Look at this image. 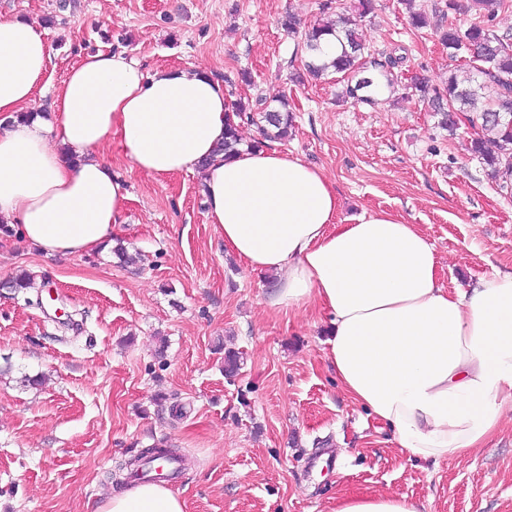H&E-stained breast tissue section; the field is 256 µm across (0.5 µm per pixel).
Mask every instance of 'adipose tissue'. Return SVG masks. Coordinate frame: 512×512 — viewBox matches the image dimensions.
I'll return each instance as SVG.
<instances>
[{
  "label": "adipose tissue",
  "mask_w": 512,
  "mask_h": 512,
  "mask_svg": "<svg viewBox=\"0 0 512 512\" xmlns=\"http://www.w3.org/2000/svg\"><path fill=\"white\" fill-rule=\"evenodd\" d=\"M41 31L0 15V218L44 255L95 251L128 198L96 148L118 137L137 170H202L206 220L248 269L275 277L270 303L331 315L326 360L345 393L408 459L462 458L512 412V270L445 288L436 249L385 211L339 223L318 168L275 149L218 153L230 109L204 68L144 74L125 52L86 54L56 89L53 118L26 117L47 70ZM92 512H185L161 484L115 487ZM334 512H423L399 496L350 495Z\"/></svg>",
  "instance_id": "adipose-tissue-1"
}]
</instances>
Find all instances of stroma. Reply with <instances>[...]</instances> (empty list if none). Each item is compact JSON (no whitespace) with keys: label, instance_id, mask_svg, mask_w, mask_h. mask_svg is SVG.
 Instances as JSON below:
<instances>
[{"label":"stroma","instance_id":"1","mask_svg":"<svg viewBox=\"0 0 512 512\" xmlns=\"http://www.w3.org/2000/svg\"><path fill=\"white\" fill-rule=\"evenodd\" d=\"M0 0L30 20L52 56L33 111L81 55L121 50L145 72L206 67L228 101L287 98L295 125L273 148L321 169L340 219L386 211L435 246L445 287L512 269V194L468 151L474 134L437 125L418 99L369 107L336 80L292 82L296 40L279 20L329 18L325 0ZM400 0H377L362 34L407 50L401 76L441 84L456 69ZM249 71L252 86L238 81ZM100 155L129 193L113 246L48 257L0 229V512H89L119 463L162 443L188 463L171 489L185 512H331L347 494L408 496L425 512H512V419L484 448L438 463L407 460L328 367L330 321L317 304L274 308L270 275L248 269L206 220L201 173L134 169L119 140ZM140 253L131 265L115 247ZM34 278L21 292L7 283ZM63 309L76 321L54 320ZM243 356L224 374L225 350Z\"/></svg>","mask_w":512,"mask_h":512}]
</instances>
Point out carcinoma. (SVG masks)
I'll use <instances>...</instances> for the list:
<instances>
[{
	"mask_svg": "<svg viewBox=\"0 0 512 512\" xmlns=\"http://www.w3.org/2000/svg\"><path fill=\"white\" fill-rule=\"evenodd\" d=\"M506 0H446L445 7L455 12H472L475 18L466 27L451 21L439 28V40L448 49V57L472 68L475 74L460 79L457 72H449L442 86L429 84L422 77L412 80L404 89L427 102L438 117V126L450 133L459 121L466 119L478 129L470 143L471 153L482 160L490 178L498 181L502 190H512V31L496 33L490 28ZM375 9L374 0H357L354 8H341L336 17L300 29V23L290 13L285 14L281 26L291 35L300 37L296 51L306 56L305 70L309 77L320 79L334 72L344 75L342 98L356 103L376 106L383 92H396L398 81L394 69L401 66L405 56L388 54L378 61L367 51L359 33V21ZM336 36L341 52L330 61L319 58L321 40ZM263 107L267 127L264 137L284 140L293 128V112L288 100L269 107L263 99H256ZM252 106L243 101L232 104V117L224 130L221 150L229 156L237 153L241 144L239 127L253 120ZM182 460L174 449L157 445L146 448L137 457L127 461L125 468L134 473L139 464H150L159 459Z\"/></svg>",
	"mask_w": 512,
	"mask_h": 512,
	"instance_id": "1",
	"label": "carcinoma"
}]
</instances>
